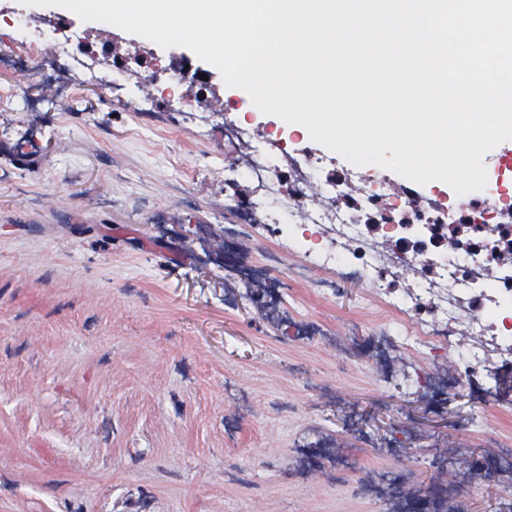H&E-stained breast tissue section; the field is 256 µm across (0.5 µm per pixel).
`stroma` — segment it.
Instances as JSON below:
<instances>
[{
  "mask_svg": "<svg viewBox=\"0 0 512 512\" xmlns=\"http://www.w3.org/2000/svg\"><path fill=\"white\" fill-rule=\"evenodd\" d=\"M2 88L0 512H512V370L494 399L399 397L361 347L373 286L278 254L259 300L239 270L277 247L224 250L222 122L17 66Z\"/></svg>",
  "mask_w": 512,
  "mask_h": 512,
  "instance_id": "35a3bbf8",
  "label": "stroma"
}]
</instances>
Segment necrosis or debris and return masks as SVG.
Returning a JSON list of instances; mask_svg holds the SVG:
<instances>
[{
	"label": "necrosis or debris",
	"instance_id": "1",
	"mask_svg": "<svg viewBox=\"0 0 512 512\" xmlns=\"http://www.w3.org/2000/svg\"><path fill=\"white\" fill-rule=\"evenodd\" d=\"M63 67L83 83L112 78L123 105L156 108L189 122L224 114V208L238 224L228 239L263 233L303 258L299 277L320 265L372 282L398 325L377 337L383 356L408 349L419 360L391 374L398 394L435 389L431 364L455 360V384L494 398L512 369V192L505 186L442 201L392 188L372 164L339 170L334 154L278 133L260 136L234 104L209 100L196 67L136 77L128 62L100 65L80 36L65 44Z\"/></svg>",
	"mask_w": 512,
	"mask_h": 512
}]
</instances>
